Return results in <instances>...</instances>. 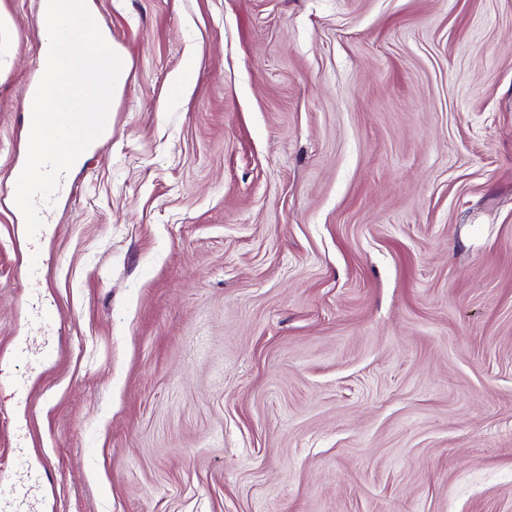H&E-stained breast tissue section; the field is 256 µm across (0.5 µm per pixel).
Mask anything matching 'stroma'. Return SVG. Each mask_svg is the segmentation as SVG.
<instances>
[{"mask_svg": "<svg viewBox=\"0 0 512 512\" xmlns=\"http://www.w3.org/2000/svg\"><path fill=\"white\" fill-rule=\"evenodd\" d=\"M91 2L127 77L34 241L41 0H0V484L512 512V0Z\"/></svg>", "mask_w": 512, "mask_h": 512, "instance_id": "35a3bbf8", "label": "stroma"}]
</instances>
